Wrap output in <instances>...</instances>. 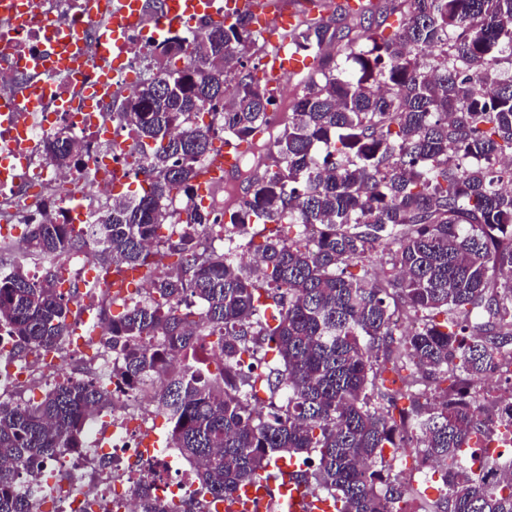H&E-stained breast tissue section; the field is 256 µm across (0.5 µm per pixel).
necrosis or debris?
<instances>
[{
  "instance_id": "1",
  "label": "necrosis or debris",
  "mask_w": 512,
  "mask_h": 512,
  "mask_svg": "<svg viewBox=\"0 0 512 512\" xmlns=\"http://www.w3.org/2000/svg\"><path fill=\"white\" fill-rule=\"evenodd\" d=\"M96 5L100 23L88 19ZM116 0H24L22 9L0 6V37L10 49L0 55V98L27 89L13 111L0 112V244L23 247L22 224L56 221L81 229L115 201L116 186L137 171L140 152L122 137L125 124L118 100L130 91V77L153 50L165 43L166 32L138 22L122 32V47L113 51L100 35L101 23L112 19ZM81 29L83 44L67 48L61 37ZM69 55L111 65L112 93H91L90 76L75 77L58 65ZM67 134L78 150L70 167L49 158L45 145ZM64 286L78 290L68 343L77 347L86 329L102 335L98 308L110 302L117 272H102L93 244L56 265ZM0 347V395L38 397L42 389L62 380L103 378L98 359H64L38 352L23 361L5 360ZM161 380L152 377L114 396L97 417L81 450L65 449L44 461L30 476L37 512H134L136 484L173 502L195 496L196 466L161 446L147 421Z\"/></svg>"
}]
</instances>
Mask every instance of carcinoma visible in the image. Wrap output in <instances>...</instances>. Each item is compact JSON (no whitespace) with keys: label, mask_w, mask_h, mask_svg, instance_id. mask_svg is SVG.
I'll use <instances>...</instances> for the list:
<instances>
[{"label":"carcinoma","mask_w":512,"mask_h":512,"mask_svg":"<svg viewBox=\"0 0 512 512\" xmlns=\"http://www.w3.org/2000/svg\"><path fill=\"white\" fill-rule=\"evenodd\" d=\"M320 2L325 15L275 46L247 14L173 32L121 104L145 158L142 193L84 230L29 225L26 254L0 278V345L14 356L62 348L71 308L54 267L89 239L142 269L151 296L105 317L102 347L122 356L114 390L0 397V512H35L19 469L77 447L111 397L160 373L167 445L195 462L214 502L295 461L306 492L336 512H512V482L470 470L480 458L512 474V450L485 453L512 428V0ZM281 48L318 60L286 103L249 72ZM216 138L248 145L242 196L220 219L198 194ZM45 149L61 167L75 159L62 134ZM254 227L255 269L210 238ZM30 256L48 263L43 278L25 271ZM397 312L412 335L398 338ZM206 336L224 351L214 371L197 358ZM150 339L184 361L163 366ZM408 448L437 465L439 498L394 473ZM139 509L197 512L146 491Z\"/></svg>","instance_id":"obj_1"}]
</instances>
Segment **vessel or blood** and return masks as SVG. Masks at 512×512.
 <instances>
[{"label": "vessel or blood", "mask_w": 512, "mask_h": 512, "mask_svg": "<svg viewBox=\"0 0 512 512\" xmlns=\"http://www.w3.org/2000/svg\"><path fill=\"white\" fill-rule=\"evenodd\" d=\"M142 8V0H118L113 13V28L138 21ZM319 9L318 0H188L183 6L179 5L178 0H171L159 24L163 27L174 24L184 12L220 23L227 14L237 12L249 14L254 30L261 32L268 17L281 19L284 28L288 29L304 17L316 14ZM315 65L314 58L280 51L265 59L264 74L270 85L274 86L284 77L314 68ZM240 160V147L226 144L215 156L207 174L211 177H228L237 170ZM289 471V466L282 463L271 469L266 479L243 486L234 496L232 512H258L263 502L271 498L287 502L288 512H332L330 501L308 497L303 485L296 483Z\"/></svg>", "instance_id": "vessel-or-blood-1"}]
</instances>
